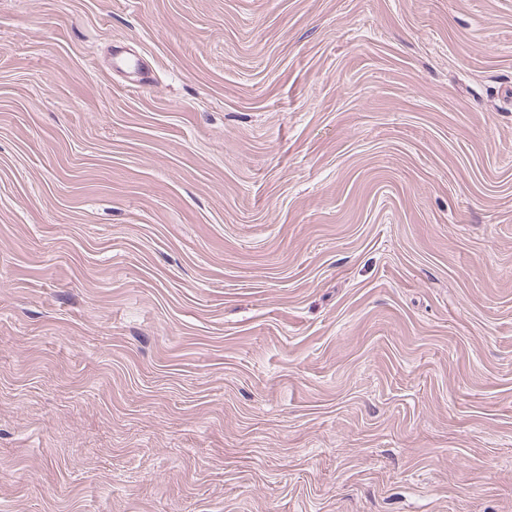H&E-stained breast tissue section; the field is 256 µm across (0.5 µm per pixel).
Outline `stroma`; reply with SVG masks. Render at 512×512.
Segmentation results:
<instances>
[{"label":"stroma","mask_w":512,"mask_h":512,"mask_svg":"<svg viewBox=\"0 0 512 512\" xmlns=\"http://www.w3.org/2000/svg\"><path fill=\"white\" fill-rule=\"evenodd\" d=\"M0 512H512V0H0Z\"/></svg>","instance_id":"stroma-1"}]
</instances>
